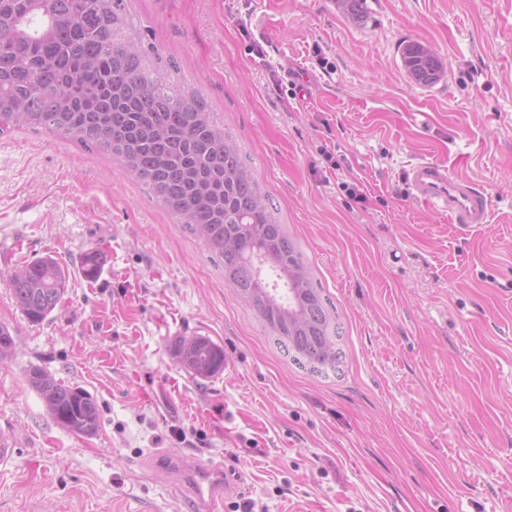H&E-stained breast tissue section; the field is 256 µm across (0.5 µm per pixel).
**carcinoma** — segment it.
<instances>
[{"label":"carcinoma","mask_w":512,"mask_h":512,"mask_svg":"<svg viewBox=\"0 0 512 512\" xmlns=\"http://www.w3.org/2000/svg\"><path fill=\"white\" fill-rule=\"evenodd\" d=\"M362 2L335 0L354 22ZM401 58L415 86L444 75L423 42L405 43ZM176 71L133 31L125 0H0V137L44 131L111 157L203 240L293 360L336 367V327L302 253L207 99L175 82ZM11 285L25 317L41 323L64 296L66 273L47 257L20 267ZM171 352L195 377L224 369L223 347L204 336L176 340ZM28 379L58 424L97 432L99 410L86 392L37 368Z\"/></svg>","instance_id":"obj_1"}]
</instances>
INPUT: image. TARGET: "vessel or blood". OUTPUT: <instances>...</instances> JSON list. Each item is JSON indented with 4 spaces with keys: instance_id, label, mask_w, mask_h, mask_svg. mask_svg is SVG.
<instances>
[{
    "instance_id": "b4317fda",
    "label": "vessel or blood",
    "mask_w": 512,
    "mask_h": 512,
    "mask_svg": "<svg viewBox=\"0 0 512 512\" xmlns=\"http://www.w3.org/2000/svg\"><path fill=\"white\" fill-rule=\"evenodd\" d=\"M407 181L415 201L447 215L452 223L466 229L486 223L490 198L469 177L453 173L440 163L422 160L409 169ZM185 474L193 486L196 503L206 508L243 490L241 475L226 469L194 466Z\"/></svg>"
}]
</instances>
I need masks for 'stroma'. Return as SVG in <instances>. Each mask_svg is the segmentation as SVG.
Returning <instances> with one entry per match:
<instances>
[{
    "label": "stroma",
    "instance_id": "stroma-1",
    "mask_svg": "<svg viewBox=\"0 0 512 512\" xmlns=\"http://www.w3.org/2000/svg\"><path fill=\"white\" fill-rule=\"evenodd\" d=\"M126 0L134 29L208 100L331 302L337 370L295 364L202 241L119 165L20 129L0 138V512H195L157 468L240 472L268 512H512V0ZM445 76L411 85L405 42ZM426 159L489 193L465 230L412 200ZM357 183L366 204L339 182ZM99 258L97 278L83 271ZM52 257L66 291L39 324L12 273ZM205 336L224 369L170 344ZM88 392L58 424L29 369ZM172 355L193 376L211 378L224 369V349L211 339L197 336L194 343L176 340L170 348Z\"/></svg>",
    "mask_w": 512,
    "mask_h": 512
}]
</instances>
